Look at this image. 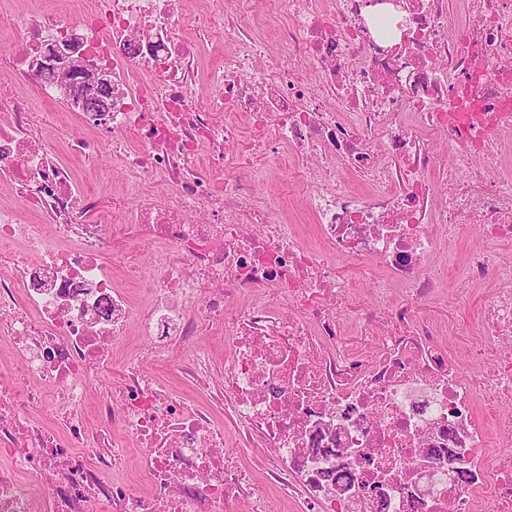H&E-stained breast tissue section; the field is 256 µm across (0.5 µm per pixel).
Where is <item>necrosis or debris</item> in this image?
Here are the masks:
<instances>
[{"label": "necrosis or debris", "instance_id": "1", "mask_svg": "<svg viewBox=\"0 0 512 512\" xmlns=\"http://www.w3.org/2000/svg\"><path fill=\"white\" fill-rule=\"evenodd\" d=\"M280 51L262 57L261 31ZM77 37L112 70L86 138L128 175L104 206L49 161L25 81ZM232 50L215 67L202 46ZM512 0H78L0 43V512H512ZM304 188L302 223L253 184ZM479 245L462 248L466 232ZM153 258L143 274L141 251ZM493 286L466 369L426 313ZM377 305L350 312L355 275ZM135 332L133 359L108 347ZM224 337L217 360L186 346ZM206 391L209 409L162 386ZM97 393L101 428L83 407ZM152 498L125 476L130 450Z\"/></svg>", "mask_w": 512, "mask_h": 512}]
</instances>
